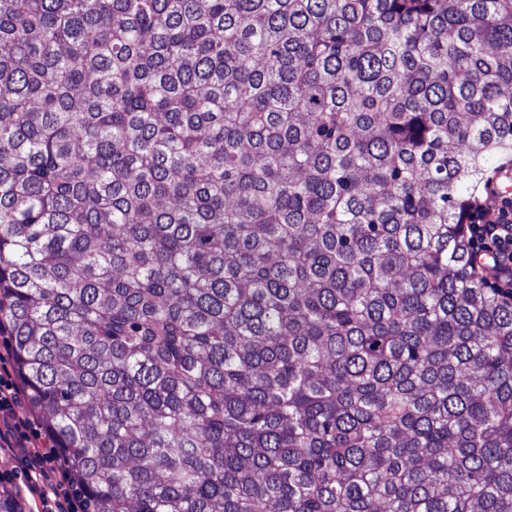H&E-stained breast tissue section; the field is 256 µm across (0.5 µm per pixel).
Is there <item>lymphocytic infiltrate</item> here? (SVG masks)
<instances>
[{
  "label": "lymphocytic infiltrate",
  "instance_id": "1",
  "mask_svg": "<svg viewBox=\"0 0 512 512\" xmlns=\"http://www.w3.org/2000/svg\"><path fill=\"white\" fill-rule=\"evenodd\" d=\"M465 230L484 283L512 299V198H502L492 214L469 211ZM0 452L16 461L13 472L0 474L6 512H85L82 483L69 473L62 449L29 417L24 389L7 377H0Z\"/></svg>",
  "mask_w": 512,
  "mask_h": 512
}]
</instances>
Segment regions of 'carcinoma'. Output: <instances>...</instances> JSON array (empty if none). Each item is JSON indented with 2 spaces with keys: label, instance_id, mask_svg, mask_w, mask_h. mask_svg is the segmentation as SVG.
<instances>
[{
  "label": "carcinoma",
  "instance_id": "obj_1",
  "mask_svg": "<svg viewBox=\"0 0 512 512\" xmlns=\"http://www.w3.org/2000/svg\"><path fill=\"white\" fill-rule=\"evenodd\" d=\"M512 0H0V314L88 512H512ZM468 235L472 257L481 278L506 299H512V198H501L496 213L470 210ZM483 260L482 263L480 261Z\"/></svg>",
  "mask_w": 512,
  "mask_h": 512
}]
</instances>
